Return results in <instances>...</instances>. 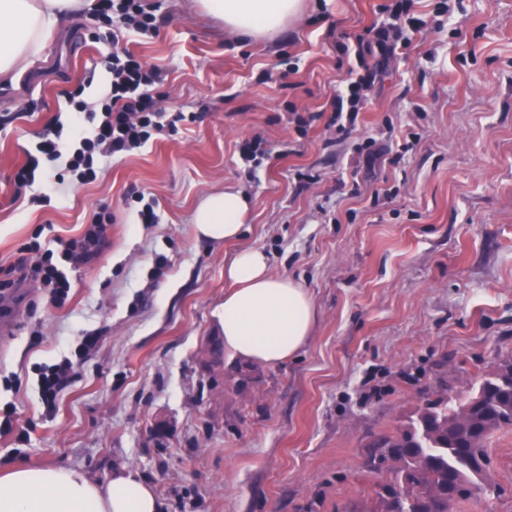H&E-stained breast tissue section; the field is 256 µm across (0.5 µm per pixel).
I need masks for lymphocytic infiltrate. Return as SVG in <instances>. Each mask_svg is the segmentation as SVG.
I'll use <instances>...</instances> for the list:
<instances>
[{"mask_svg":"<svg viewBox=\"0 0 512 512\" xmlns=\"http://www.w3.org/2000/svg\"><path fill=\"white\" fill-rule=\"evenodd\" d=\"M414 2L390 0L382 7L389 22L373 28L371 35L355 37L354 55L361 72L348 77L346 91L334 99L327 121L338 134H346L355 126L378 69L418 31L421 20L413 12ZM160 8L159 0H96L91 18L101 23L120 21L126 38L148 37L159 31ZM104 66L110 76L107 96L93 104L85 99L84 86L67 92L72 108L69 123H47L35 146L25 149L24 162L11 176L17 191H25L39 180L93 182L103 159L143 148L154 135L177 131L179 123L195 121V113L162 110L160 86L164 76L158 67L126 49L113 50ZM112 221L111 208L102 205L79 238L58 241L53 248L37 240L29 242L26 256L7 268L0 288L6 290L15 287L17 281L30 279L48 288L55 305H63L71 288L70 273L99 257L106 227Z\"/></svg>","mask_w":512,"mask_h":512,"instance_id":"lymphocytic-infiltrate-1","label":"lymphocytic infiltrate"}]
</instances>
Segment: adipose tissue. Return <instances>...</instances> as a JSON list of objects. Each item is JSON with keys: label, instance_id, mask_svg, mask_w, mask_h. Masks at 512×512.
<instances>
[{"label": "adipose tissue", "instance_id": "ef3b65f1", "mask_svg": "<svg viewBox=\"0 0 512 512\" xmlns=\"http://www.w3.org/2000/svg\"><path fill=\"white\" fill-rule=\"evenodd\" d=\"M231 33L258 37L298 18L303 0H194ZM84 0H0V83L16 81L45 50L66 17ZM249 203L227 188L204 197L193 212L197 237L232 240L242 235ZM231 288L224 295L221 334L231 357L269 366L295 357L319 318L304 286L274 275L266 253L240 250L225 267ZM150 485L119 471L107 484L78 467L17 466L0 475V512H159Z\"/></svg>", "mask_w": 512, "mask_h": 512}]
</instances>
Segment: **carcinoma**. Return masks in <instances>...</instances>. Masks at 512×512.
Masks as SVG:
<instances>
[{
    "instance_id": "carcinoma-1",
    "label": "carcinoma",
    "mask_w": 512,
    "mask_h": 512,
    "mask_svg": "<svg viewBox=\"0 0 512 512\" xmlns=\"http://www.w3.org/2000/svg\"><path fill=\"white\" fill-rule=\"evenodd\" d=\"M469 394L480 405L467 419H461V404L440 393L427 398L395 434L376 441L382 459L392 462L379 512H448L450 484L466 487L460 500L484 490L487 441L512 428V358L499 360Z\"/></svg>"
}]
</instances>
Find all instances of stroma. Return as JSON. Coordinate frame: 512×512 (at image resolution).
Masks as SVG:
<instances>
[{"mask_svg":"<svg viewBox=\"0 0 512 512\" xmlns=\"http://www.w3.org/2000/svg\"><path fill=\"white\" fill-rule=\"evenodd\" d=\"M384 2L307 0L299 22L240 40L163 0L158 36L129 48L162 68V108L197 121L105 161L92 183L35 184L50 196L41 204L16 197L10 176L68 112L67 90L106 95L113 45L77 15L16 84H0V269L43 227L69 240L99 205L114 216L63 306L30 281L6 299L0 404L14 414L0 471L79 466L105 483L130 469L161 512H376L388 474L373 440L402 427L425 390L443 381L465 395L512 356V0H449L451 19L427 22L377 76L344 141L323 121L304 136L288 122L292 109L330 112L355 65L342 46ZM255 135L268 150L258 166L240 152ZM229 186L249 199L243 235L197 238L196 203ZM134 190L155 199L158 223L126 205ZM246 247L302 283L319 319L294 359L255 366L245 385L225 360L214 388L199 358L220 333L224 266ZM90 331L99 345L47 409L37 366L74 357ZM160 422L168 436L154 435ZM488 455L491 491L453 512H512V430L492 435Z\"/></svg>","mask_w":512,"mask_h":512,"instance_id":"obj_1","label":"stroma"}]
</instances>
